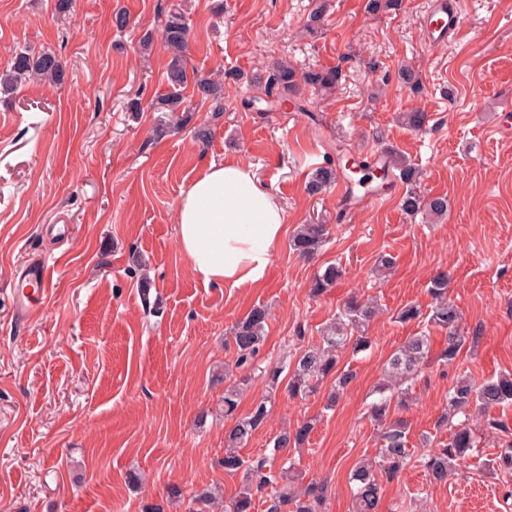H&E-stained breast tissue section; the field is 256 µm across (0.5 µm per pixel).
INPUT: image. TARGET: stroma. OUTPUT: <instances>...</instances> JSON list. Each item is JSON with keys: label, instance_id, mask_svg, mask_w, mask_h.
<instances>
[{"label": "stroma", "instance_id": "obj_1", "mask_svg": "<svg viewBox=\"0 0 512 512\" xmlns=\"http://www.w3.org/2000/svg\"><path fill=\"white\" fill-rule=\"evenodd\" d=\"M316 0H0V72L16 52L49 50L64 63L61 86L22 81L0 92V512H184L172 500L241 485L225 473L223 384L214 380L235 352L231 327L256 305L271 317L261 362L275 363L297 332L306 343L350 294L379 308L359 355L341 366L356 377L334 409L324 392H279L270 420L244 449L270 454L273 434L314 420L309 449L296 457L305 481L326 483L324 512H349L351 471L377 457L381 429L368 415L384 364L417 323H399L405 305L428 309L429 281L450 277L449 295L467 336L455 363H432L413 380L396 414L421 448L461 376L481 382L512 372V0H459L456 40L425 44L432 0L369 12L368 0H326L318 37L303 28ZM129 24H113L116 11ZM179 12L189 27V80L224 84L230 107L214 114L191 96L187 121L166 136L154 102L169 94L161 22ZM151 34L142 56L139 40ZM284 58L296 68L340 66L327 99L312 97L317 120L280 107L245 106L247 79ZM420 78L411 88L401 65ZM240 71L244 80L225 79ZM139 111H132V102ZM427 112L420 131L399 112ZM211 128L200 143L197 128ZM394 147L422 172L423 196L444 195L448 213L407 216L399 194L350 205L335 189L312 195L310 174L338 152L362 158ZM251 163L279 198L287 229L323 217L330 235L313 260L281 241L259 288L205 284L182 255L175 206L205 163ZM393 266L374 268L380 255ZM55 256L52 292L38 315L20 317L11 281L29 262ZM344 274L320 297L316 271ZM149 281L142 292L141 281ZM508 432H485L487 418ZM478 446L452 480L430 482L419 461L382 487L379 512H512V476L487 461L512 443V407L475 421Z\"/></svg>", "mask_w": 512, "mask_h": 512}]
</instances>
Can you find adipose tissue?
Instances as JSON below:
<instances>
[{"label":"adipose tissue","mask_w":512,"mask_h":512,"mask_svg":"<svg viewBox=\"0 0 512 512\" xmlns=\"http://www.w3.org/2000/svg\"><path fill=\"white\" fill-rule=\"evenodd\" d=\"M178 241L192 271L227 288L259 286L286 232V215L251 164L209 162L176 207Z\"/></svg>","instance_id":"1"}]
</instances>
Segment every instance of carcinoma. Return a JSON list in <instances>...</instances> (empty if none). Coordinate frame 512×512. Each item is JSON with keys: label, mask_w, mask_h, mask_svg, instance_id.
<instances>
[{"label": "carcinoma", "mask_w": 512, "mask_h": 512, "mask_svg": "<svg viewBox=\"0 0 512 512\" xmlns=\"http://www.w3.org/2000/svg\"><path fill=\"white\" fill-rule=\"evenodd\" d=\"M325 5L318 2L310 12L306 33L314 36L321 29ZM162 30L164 46L170 51L166 77L171 92L156 101V110L161 112H186L188 105L181 89L188 81L185 67V53L189 46L190 30L185 17L173 12L165 18ZM64 77V65L52 52L26 50L12 60L10 69L0 75V84L9 87L22 79H44L60 81ZM342 70L338 67L310 68L300 71L286 61H278L269 70L264 82L265 96L270 100H293L297 109L312 122L317 117L301 95L309 91L315 95L333 94L342 84ZM197 94L203 100L211 101L213 111L222 113L228 107L224 103V89L218 83L207 79L195 81ZM402 123L413 130H419L428 123V115L420 110L401 113ZM384 156L388 161L383 167L387 175L398 171L399 179L410 186L401 198V209L407 215L423 214L427 217H441L448 213V198L444 195L423 197L413 186L420 179L417 167L411 164L398 151L387 148ZM336 169L330 166L317 168L307 184L308 193L319 194L336 182ZM329 235V225L322 222L301 224L295 230L290 246L304 258L315 256ZM343 274L338 263L327 265L312 281L310 293L317 298L333 287ZM450 279L448 273L440 271L430 280L429 294L433 302L429 311L422 312L416 305L402 307L396 319L402 323L424 321L432 327L446 331L448 346L442 350L440 360L445 364L454 362L466 341L460 329L461 311L448 295ZM375 315L371 302H363L352 296L346 299L336 315L320 331L317 343L299 350L294 363L283 357L274 366L261 371L265 381L266 395L259 399L247 414L238 415L240 391L251 380V371L256 369L260 352L266 339V326L269 319L268 308L258 305L231 329V342L236 352L234 366L240 378L224 386V419L231 425L224 432V472L241 475L238 493L224 502L222 512H254L256 496L266 494L263 502L266 512H320L326 495L323 484L309 483L297 490L296 481L303 478L293 461L276 465L277 455L283 452H298L309 444L315 420L302 422L292 430L286 428L271 438L272 455L257 460H249L242 454L253 436L263 429L270 416L272 398L280 389H285L291 398H305L319 388V384L332 379L326 397L325 407L333 409L355 378L349 369H338V353L346 348L357 355L371 347V339L366 327ZM430 351V337L417 333L407 337L388 358L385 373L398 380L396 391L379 388L381 398L370 406V416L383 430L384 442L380 455L373 460L360 461L352 474L356 491L352 497L350 512H379L382 485L380 479L390 481L398 476L412 452L409 448V427L406 420L398 417L390 419L392 401L397 406L405 404L409 396L406 386L412 377L426 365ZM512 405V373H503L488 378L478 385L466 376L459 378L448 391V403L435 427L436 431H448V442L436 451L425 455L422 465L428 477L435 483H445L448 475L462 465L473 448L477 447L476 433L466 415L472 410L487 412L496 407ZM215 497L209 488L195 492L188 512H214Z\"/></svg>", "instance_id": "obj_1"}]
</instances>
